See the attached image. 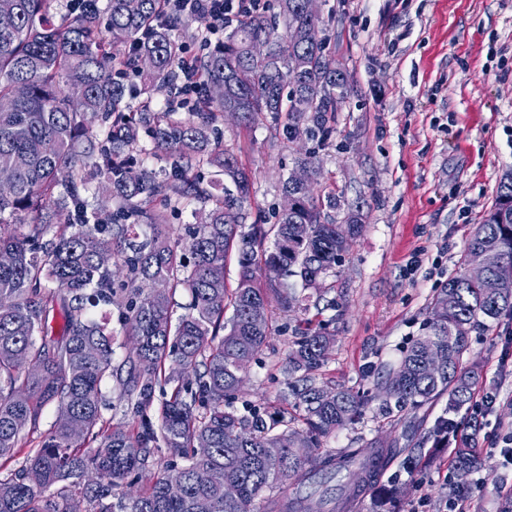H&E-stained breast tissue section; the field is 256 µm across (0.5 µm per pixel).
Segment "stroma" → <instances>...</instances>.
Wrapping results in <instances>:
<instances>
[{"mask_svg": "<svg viewBox=\"0 0 512 512\" xmlns=\"http://www.w3.org/2000/svg\"><path fill=\"white\" fill-rule=\"evenodd\" d=\"M320 36L346 68L351 95L326 144L290 143L272 118L244 126L233 115L218 123L224 145L256 189L246 224L281 204L280 180L295 157H319V187L336 191L339 212L358 206L365 228L328 275L319 320L334 342L317 385L348 388L369 404L353 424L323 441L336 452L372 440L399 447L376 488L399 491L397 512H438L449 491L448 452L431 437L446 401L417 410L413 421L379 414L376 395L414 340L427 332L435 295L454 274L469 237L491 207L500 177L512 171V0H320ZM273 334L251 363L234 404L274 410L291 401L282 369L301 313L271 304ZM504 312L470 335L467 359L480 383L512 396V370L498 371ZM512 423V406L484 418L476 438L484 465L468 478L475 512H512L497 482L512 481L487 438ZM418 445L426 463L411 469L406 450Z\"/></svg>", "mask_w": 512, "mask_h": 512, "instance_id": "obj_1", "label": "stroma"}]
</instances>
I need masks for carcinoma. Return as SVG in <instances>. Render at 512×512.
Instances as JSON below:
<instances>
[{"label":"carcinoma","instance_id":"cac0c4a2","mask_svg":"<svg viewBox=\"0 0 512 512\" xmlns=\"http://www.w3.org/2000/svg\"><path fill=\"white\" fill-rule=\"evenodd\" d=\"M71 2L0 0V101L11 102L0 110V175L13 185L11 196L0 197V256H7L0 260V461L31 446L18 468L0 475V512H196L200 499L211 512H244L257 499L268 503L266 512H314L331 501L328 492L312 505L285 488L355 465L366 483L401 449L320 451L368 400L339 389L333 401H321L315 375L331 335L309 319L283 366L292 409L242 414L234 406L241 369L272 335L269 295L286 312L308 311L324 295L321 278L343 255L345 230L331 215L335 195L309 196L288 179L281 187L293 200L288 212L278 211L268 228H245L252 183L224 148L217 116L232 109L252 125L268 112L291 143L302 128L325 134L348 98V75L330 66L320 17L308 15L303 0H276V13L246 14L225 28L224 41L188 57L205 95L189 101L188 118H178L181 20L160 19V0H108L104 19L100 9L76 11ZM256 43L266 47L260 59L252 55ZM131 71L143 76L139 102L123 79ZM217 85L225 86L222 99L211 96ZM89 113L100 117V131L88 127ZM144 134L150 149L141 145ZM137 152L160 155L174 180L146 168L131 176ZM95 179L109 187L107 208H88ZM188 209L196 224L183 244L169 216ZM297 224L307 226L306 238L295 236ZM475 248L498 258L492 276L502 290L487 294L459 268L434 299L428 334L406 350L380 396L381 415L402 416L448 395L436 441L478 383L465 363L471 332L512 310V173L500 179L466 251ZM231 253L238 283L229 293L224 265ZM268 266L300 283L301 292L261 280ZM157 281L165 287H153ZM112 305L131 343L119 363L108 317L90 316ZM177 307L185 313L175 321ZM256 308L265 314L259 329L251 323ZM429 343L447 353L435 378L425 368ZM106 380L116 382L123 412L116 424L104 415ZM51 404L57 418L37 442ZM296 420L303 431L291 428ZM298 437L309 448L305 456L293 452ZM204 443L211 454L200 457L195 449ZM454 455L457 474L481 466L469 437ZM152 470L148 485L126 494L129 478ZM228 479L241 485L242 502L224 501Z\"/></svg>","mask_w":512,"mask_h":512}]
</instances>
